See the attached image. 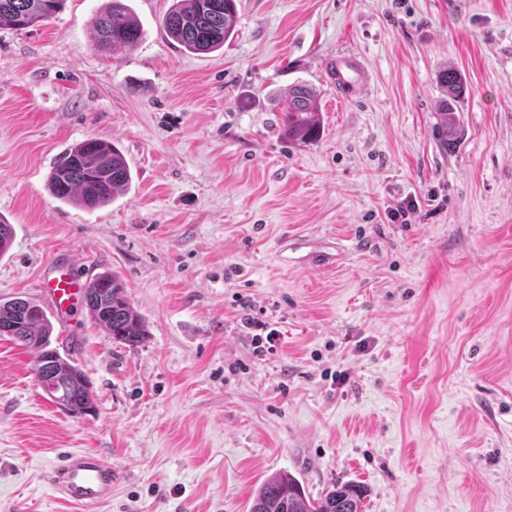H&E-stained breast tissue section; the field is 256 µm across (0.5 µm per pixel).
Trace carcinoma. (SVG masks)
<instances>
[{
	"mask_svg": "<svg viewBox=\"0 0 512 512\" xmlns=\"http://www.w3.org/2000/svg\"><path fill=\"white\" fill-rule=\"evenodd\" d=\"M64 0H0V28L24 30L51 20ZM212 0H172L162 26L174 42L191 54L211 53L224 47L237 24L236 0H220L222 9L209 7ZM94 47L100 52L131 49L143 31L124 0H112L96 16ZM443 94L437 115L438 134L443 143L460 128L458 101L467 85L455 68L440 71ZM288 139L306 143L320 136L319 105L315 92L305 84L293 86L282 103ZM132 173L125 157L111 143L86 139L71 148L55 165L47 179L50 195L63 203L86 210L109 206L126 190ZM85 304L94 322L115 343L135 346L147 336L146 325L131 307L124 286L116 276L101 273L86 290ZM9 328V340L36 353L34 373H47L51 396L72 416L94 406L93 391L84 370L69 350L57 345L54 325L47 311L24 298L0 303V328ZM364 486L355 482L335 483L318 499L306 493L290 473H278L256 490L250 512H361Z\"/></svg>",
	"mask_w": 512,
	"mask_h": 512,
	"instance_id": "carcinoma-1",
	"label": "carcinoma"
}]
</instances>
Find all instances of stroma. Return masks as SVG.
<instances>
[{"label":"stroma","instance_id":"1","mask_svg":"<svg viewBox=\"0 0 512 512\" xmlns=\"http://www.w3.org/2000/svg\"><path fill=\"white\" fill-rule=\"evenodd\" d=\"M107 2L0 28V301L45 304L70 251L118 278L148 335L53 315L94 391L77 417L0 337V512H83L42 480L83 448L127 472L97 512H249L285 471L314 498L364 485L362 512H512V0H237L205 54L166 36L171 0H126L140 43L95 51ZM346 49L371 83L340 103L322 64ZM446 66L468 83L450 147ZM298 83L318 95L312 143L284 133ZM91 137L132 183L86 211L46 180Z\"/></svg>","mask_w":512,"mask_h":512}]
</instances>
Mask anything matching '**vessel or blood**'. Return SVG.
<instances>
[{
    "instance_id": "obj_1",
    "label": "vessel or blood",
    "mask_w": 512,
    "mask_h": 512,
    "mask_svg": "<svg viewBox=\"0 0 512 512\" xmlns=\"http://www.w3.org/2000/svg\"><path fill=\"white\" fill-rule=\"evenodd\" d=\"M327 68L330 81L344 94L357 95L366 90L367 73L355 52H339ZM55 267L59 274L47 282L48 304L60 311L83 305L87 284L77 273L73 261L60 260ZM125 477V471L113 467L103 454L80 450L70 453L61 464L45 472L43 480L61 499L82 507L84 512H94L97 506L111 500L113 486Z\"/></svg>"
}]
</instances>
